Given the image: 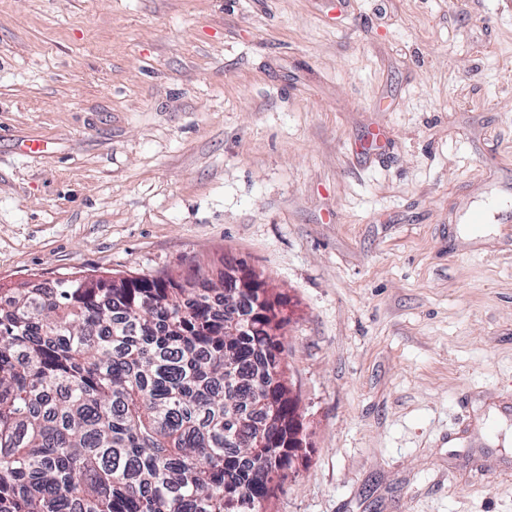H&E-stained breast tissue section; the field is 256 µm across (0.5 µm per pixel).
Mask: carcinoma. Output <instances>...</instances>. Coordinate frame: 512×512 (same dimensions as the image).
Returning a JSON list of instances; mask_svg holds the SVG:
<instances>
[{"instance_id":"1","label":"carcinoma","mask_w":512,"mask_h":512,"mask_svg":"<svg viewBox=\"0 0 512 512\" xmlns=\"http://www.w3.org/2000/svg\"><path fill=\"white\" fill-rule=\"evenodd\" d=\"M281 337L224 271L0 289V512H260L288 468Z\"/></svg>"}]
</instances>
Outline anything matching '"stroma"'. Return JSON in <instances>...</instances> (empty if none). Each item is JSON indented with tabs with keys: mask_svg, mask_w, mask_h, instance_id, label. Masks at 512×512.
Listing matches in <instances>:
<instances>
[{
	"mask_svg": "<svg viewBox=\"0 0 512 512\" xmlns=\"http://www.w3.org/2000/svg\"><path fill=\"white\" fill-rule=\"evenodd\" d=\"M228 260L288 319L266 512H512V0H0V284Z\"/></svg>",
	"mask_w": 512,
	"mask_h": 512,
	"instance_id": "obj_1",
	"label": "stroma"
}]
</instances>
